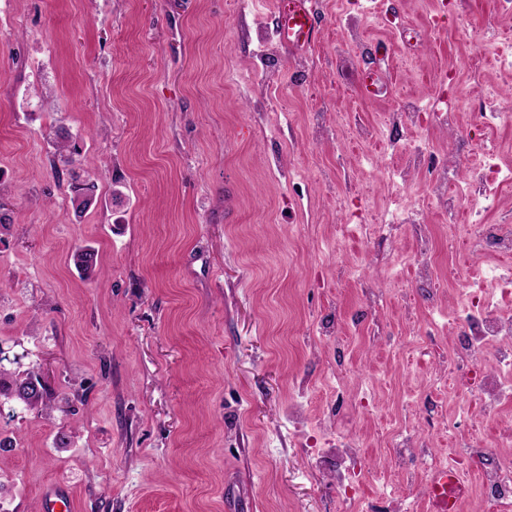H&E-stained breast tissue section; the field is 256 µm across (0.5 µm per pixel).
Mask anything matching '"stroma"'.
<instances>
[{"mask_svg": "<svg viewBox=\"0 0 512 512\" xmlns=\"http://www.w3.org/2000/svg\"><path fill=\"white\" fill-rule=\"evenodd\" d=\"M316 0L305 56L253 58L276 39V0H0V351L41 367L53 419L0 399V512H42L65 484L71 512H338L336 391L366 387L369 442L389 422L429 432L436 367L425 328L447 323L482 257L459 260L436 206L424 212L436 294L416 289L411 229L366 237L361 220L417 203L429 178L377 129L441 76L466 97L471 44L436 23L441 0ZM391 57L386 92L357 74ZM72 135L73 165L56 156ZM409 170L407 186L385 167ZM97 177L96 206L69 215V168ZM97 252L81 276L76 247ZM324 325L327 335L311 329ZM429 445L448 441L429 432ZM363 500L410 492L366 451ZM384 479L373 477L374 470ZM388 71V55L381 53L375 56L374 60L358 74V84L363 96L372 100L380 91L377 88V82H381L384 87V75Z\"/></svg>", "mask_w": 512, "mask_h": 512, "instance_id": "35a3bbf8", "label": "stroma"}]
</instances>
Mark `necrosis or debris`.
Listing matches in <instances>:
<instances>
[{
    "instance_id": "obj_1",
    "label": "necrosis or debris",
    "mask_w": 512,
    "mask_h": 512,
    "mask_svg": "<svg viewBox=\"0 0 512 512\" xmlns=\"http://www.w3.org/2000/svg\"><path fill=\"white\" fill-rule=\"evenodd\" d=\"M457 25L462 37L474 47L469 59L472 71H481L490 55L512 68V51L489 39L485 25L464 18L458 19ZM468 110L469 123H461L458 97L441 93L425 103L402 99L398 116L414 126L437 123L477 135L484 160L463 178L453 160L433 151L426 139H415L408 152L429 168L425 198L437 202L449 216V250L464 248L470 255L489 253L499 260L512 255V225L489 223L485 217L496 211L501 188L512 184V168L496 164L502 145L489 141L487 134L512 122V114L499 109L495 96L481 84L476 85ZM462 211L469 215L468 223L457 222L456 216ZM507 285L512 286V271H504L499 264L482 280L462 284L459 302L451 313L457 339L442 352V365L430 379L432 388L445 385L477 397L478 416L494 419L501 427L492 440L477 428L463 430L455 437V454L444 462L445 468L455 472L460 486L476 481L484 512H512V418L504 414L512 407V306L501 304L498 298L501 287ZM362 446V441L348 435L345 426H337L336 446L329 449L328 457L336 468L341 512L358 509L356 487L365 468Z\"/></svg>"
}]
</instances>
